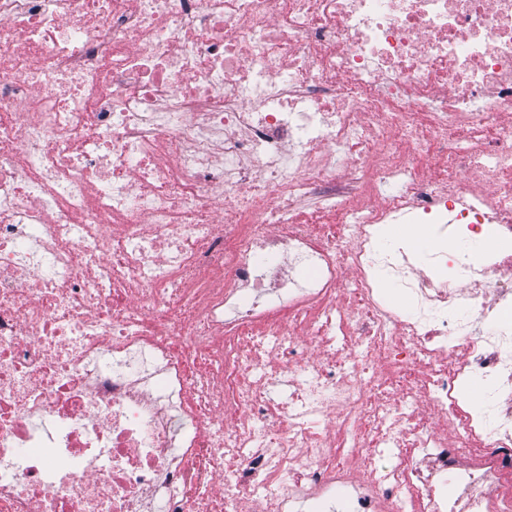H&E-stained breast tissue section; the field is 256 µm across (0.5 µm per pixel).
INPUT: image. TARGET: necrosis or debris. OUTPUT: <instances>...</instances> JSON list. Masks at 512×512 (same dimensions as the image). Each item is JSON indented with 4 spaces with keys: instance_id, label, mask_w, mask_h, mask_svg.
Masks as SVG:
<instances>
[{
    "instance_id": "1",
    "label": "necrosis or debris",
    "mask_w": 512,
    "mask_h": 512,
    "mask_svg": "<svg viewBox=\"0 0 512 512\" xmlns=\"http://www.w3.org/2000/svg\"><path fill=\"white\" fill-rule=\"evenodd\" d=\"M399 222L512 238V0H0V512H512V253ZM427 225H430L429 227L434 233L426 225L399 224L393 225L390 236L392 238H405L406 240H410L420 252H430L434 250L438 244L436 239L438 224ZM406 240H400V242H405Z\"/></svg>"
}]
</instances>
